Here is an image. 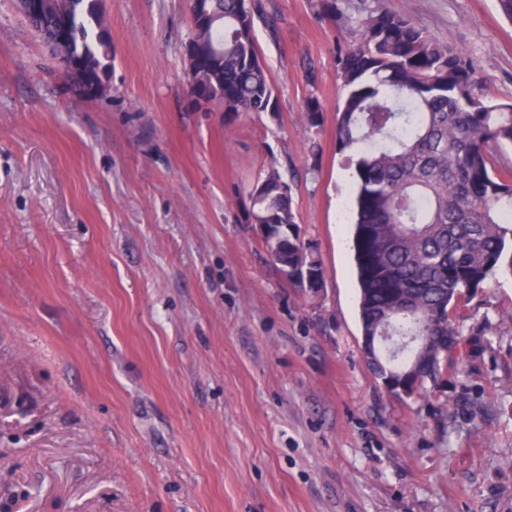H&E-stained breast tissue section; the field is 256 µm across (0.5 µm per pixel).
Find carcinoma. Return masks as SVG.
Masks as SVG:
<instances>
[{"label": "carcinoma", "mask_w": 512, "mask_h": 512, "mask_svg": "<svg viewBox=\"0 0 512 512\" xmlns=\"http://www.w3.org/2000/svg\"><path fill=\"white\" fill-rule=\"evenodd\" d=\"M99 0H53L52 13L25 18L56 48L54 12L70 17L65 49L107 70L112 43L101 38L106 15ZM208 39L222 78L204 84L224 112H276L278 100L254 31L277 36L263 0H210ZM357 41L340 50L336 69L345 96L335 110L336 146L350 152L356 176L353 251L362 333L387 318V350L410 336L462 335L456 306L497 275L512 276V170L496 158L512 146V103L482 93L465 55L432 38L411 17L359 8ZM321 100L309 94L303 115L325 121ZM250 223L270 237H288V250L268 255L287 276L300 266L324 281L314 246L303 239L291 186L271 168L249 191Z\"/></svg>", "instance_id": "cac0c4a2"}]
</instances>
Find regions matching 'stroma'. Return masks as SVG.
Segmentation results:
<instances>
[{
  "label": "stroma",
  "mask_w": 512,
  "mask_h": 512,
  "mask_svg": "<svg viewBox=\"0 0 512 512\" xmlns=\"http://www.w3.org/2000/svg\"><path fill=\"white\" fill-rule=\"evenodd\" d=\"M277 112L185 94L187 0H112V91L63 92L0 0V482L10 512H512V279L406 398L361 352L354 169L334 58L358 4L410 16L512 103L497 0H263ZM328 114L310 127L308 94ZM292 185L324 286L290 287L249 222Z\"/></svg>",
  "instance_id": "1"
}]
</instances>
